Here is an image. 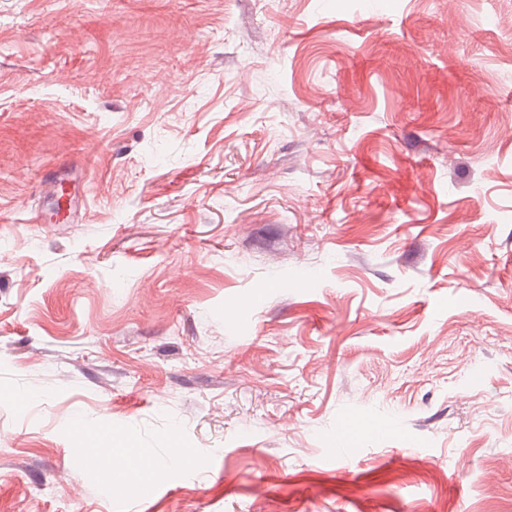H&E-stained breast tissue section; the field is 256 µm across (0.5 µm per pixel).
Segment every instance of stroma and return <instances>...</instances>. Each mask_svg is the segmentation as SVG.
<instances>
[{
	"mask_svg": "<svg viewBox=\"0 0 512 512\" xmlns=\"http://www.w3.org/2000/svg\"><path fill=\"white\" fill-rule=\"evenodd\" d=\"M1 391L0 512H512V0H0ZM73 428L75 433L81 439L85 448L91 450L95 455H121L124 457L135 456L137 458L136 467L145 480H149L154 475V466L149 459L138 455L137 448H134L133 435L125 429H113L110 432L107 441L101 438L102 431L95 426L88 425L81 421H74ZM85 448H75L74 453L82 456L84 460L92 464L93 457Z\"/></svg>",
	"mask_w": 512,
	"mask_h": 512,
	"instance_id": "35a3bbf8",
	"label": "stroma"
}]
</instances>
